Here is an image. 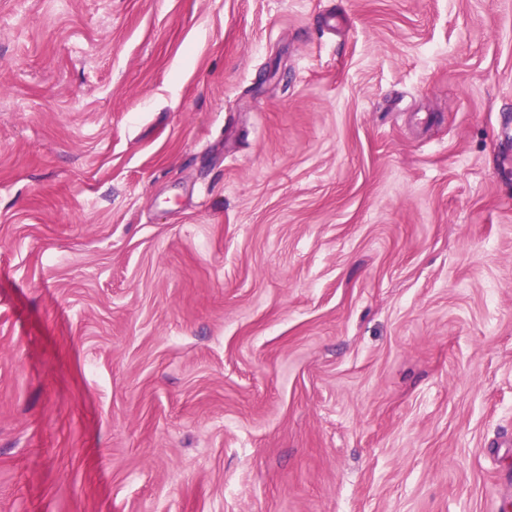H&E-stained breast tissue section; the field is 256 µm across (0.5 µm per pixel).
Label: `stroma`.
<instances>
[{"mask_svg": "<svg viewBox=\"0 0 512 512\" xmlns=\"http://www.w3.org/2000/svg\"><path fill=\"white\" fill-rule=\"evenodd\" d=\"M0 512H512V0H0Z\"/></svg>", "mask_w": 512, "mask_h": 512, "instance_id": "1", "label": "stroma"}]
</instances>
